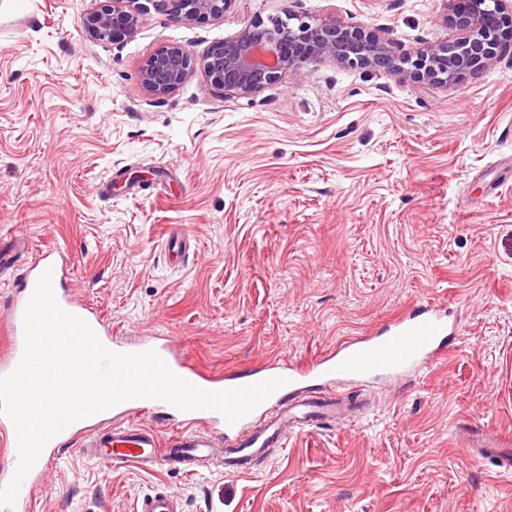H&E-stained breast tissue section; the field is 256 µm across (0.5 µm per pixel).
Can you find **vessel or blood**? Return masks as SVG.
<instances>
[{
	"label": "vessel or blood",
	"mask_w": 512,
	"mask_h": 512,
	"mask_svg": "<svg viewBox=\"0 0 512 512\" xmlns=\"http://www.w3.org/2000/svg\"><path fill=\"white\" fill-rule=\"evenodd\" d=\"M48 269L53 272L52 284L58 304L87 321L101 343L112 351H156L176 375L210 391L276 377L285 378L286 383L233 424L212 410L179 412L177 429L164 439L135 422L146 410L170 412V404L158 399L128 400L92 415L89 425L70 424L45 445L24 478L15 504L1 506L0 512H27L37 484L51 468L58 449L73 442L78 443L82 455L109 465L149 470L169 464L191 474L197 467L210 463L215 449L220 447L224 450L227 471L251 474L268 449L281 446L288 432L304 431L322 419L335 420L339 409L330 391L332 385L367 377L395 382L417 377L445 358V339L460 332L445 305L422 303L397 316L380 332L346 339L336 351L310 362L287 367L274 361L257 371L213 377L193 368L170 339L155 337L130 346L113 336L99 312L70 293L66 286L70 256L52 248L27 263L16 276L8 314L0 319V331L10 338L9 351L0 358V377L13 372L22 358L24 312L38 278ZM502 444L497 431L490 429L478 446H464L462 453L469 459L494 456Z\"/></svg>",
	"instance_id": "vessel-or-blood-1"
}]
</instances>
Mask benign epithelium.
I'll return each instance as SVG.
<instances>
[{
	"mask_svg": "<svg viewBox=\"0 0 512 512\" xmlns=\"http://www.w3.org/2000/svg\"><path fill=\"white\" fill-rule=\"evenodd\" d=\"M84 15L82 30L94 41L120 43L154 14L185 23L224 15L235 0H97ZM448 26L454 35L398 55L375 32L333 18L305 21L288 13L251 22L236 35L213 44L200 61L181 45L153 53L139 75L143 91L162 98L186 81L194 65L224 97L256 94L288 73L300 75L312 63L383 69L415 83L450 84L474 74L502 52L512 29V0H449Z\"/></svg>",
	"mask_w": 512,
	"mask_h": 512,
	"instance_id": "obj_1",
	"label": "benign epithelium"
}]
</instances>
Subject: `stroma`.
Here are the masks:
<instances>
[{
    "instance_id": "stroma-1",
    "label": "stroma",
    "mask_w": 512,
    "mask_h": 512,
    "mask_svg": "<svg viewBox=\"0 0 512 512\" xmlns=\"http://www.w3.org/2000/svg\"><path fill=\"white\" fill-rule=\"evenodd\" d=\"M94 5L0 0L1 252L69 250L70 288L116 335L173 337L214 375L311 359L418 302L446 304L461 334L251 475L67 449L31 512H136L154 492L182 512H512V469L461 453L485 429L512 436V49L448 85L323 61L229 99L197 70L155 99L139 71L168 45L199 57L290 10L405 54L451 38L448 4L234 0L193 24L153 15L120 44L83 36Z\"/></svg>"
}]
</instances>
